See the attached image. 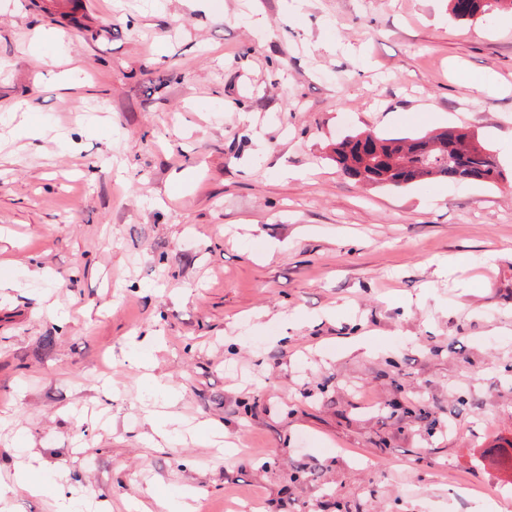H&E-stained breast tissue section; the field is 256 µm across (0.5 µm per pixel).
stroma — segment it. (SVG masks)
Masks as SVG:
<instances>
[{
	"label": "stroma",
	"instance_id": "35a3bbf8",
	"mask_svg": "<svg viewBox=\"0 0 512 512\" xmlns=\"http://www.w3.org/2000/svg\"><path fill=\"white\" fill-rule=\"evenodd\" d=\"M453 126L502 155L511 10L0 0V475L48 490L8 512H512V169L333 159ZM445 130L448 131L429 137H427L429 134L402 137L367 134L366 138L373 137L374 147L364 163L360 155L363 133H359L336 144V163L348 176L356 180L393 187L422 184L438 178L476 181L487 185H494L504 180L505 175L500 170L491 150L482 144L474 133L456 127ZM447 134V150L440 148L426 150L430 144ZM405 149H407L405 163L393 164V156ZM349 160L356 163L362 162L361 166L352 167L348 164Z\"/></svg>",
	"mask_w": 512,
	"mask_h": 512
}]
</instances>
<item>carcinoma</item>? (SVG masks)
I'll use <instances>...</instances> for the list:
<instances>
[{
    "mask_svg": "<svg viewBox=\"0 0 512 512\" xmlns=\"http://www.w3.org/2000/svg\"><path fill=\"white\" fill-rule=\"evenodd\" d=\"M451 13L460 21L490 14L512 0H449ZM369 158L359 167L349 161L360 156L361 135L336 144V163L350 177L364 182L393 187L422 184L438 178L476 181L494 185L504 180L491 150L475 134L448 128L432 136L386 137L374 135Z\"/></svg>",
    "mask_w": 512,
    "mask_h": 512,
    "instance_id": "cac0c4a2",
    "label": "carcinoma"
}]
</instances>
